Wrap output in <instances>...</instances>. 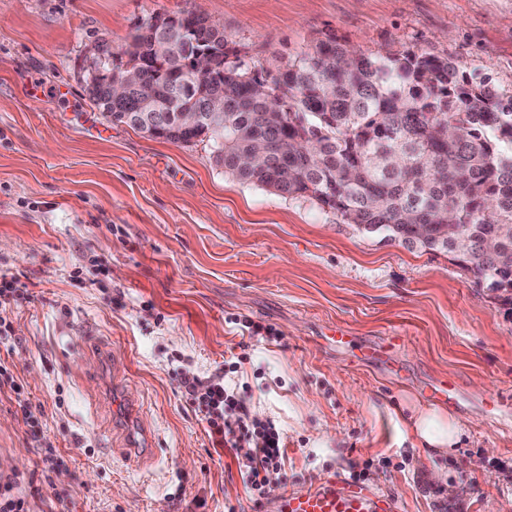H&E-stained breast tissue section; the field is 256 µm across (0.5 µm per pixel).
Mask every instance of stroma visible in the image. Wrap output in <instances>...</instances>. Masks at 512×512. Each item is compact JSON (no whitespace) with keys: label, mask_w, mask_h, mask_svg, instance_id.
Listing matches in <instances>:
<instances>
[{"label":"stroma","mask_w":512,"mask_h":512,"mask_svg":"<svg viewBox=\"0 0 512 512\" xmlns=\"http://www.w3.org/2000/svg\"><path fill=\"white\" fill-rule=\"evenodd\" d=\"M187 7L256 71L333 35L443 57L512 93V0H0V279L16 285L0 299V472L26 482L33 512H262L182 394L184 376L220 372L288 436L265 502L340 470L402 512H512V429L484 404L512 400V295L447 252L239 182L208 141L105 121L88 99L91 45L122 47ZM338 326L351 344L330 342ZM390 336L397 376L361 358ZM116 353L135 420L112 408ZM437 379L456 385L467 424L445 454L407 425ZM38 428L62 460L48 476Z\"/></svg>","instance_id":"stroma-1"}]
</instances>
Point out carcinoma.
I'll return each instance as SVG.
<instances>
[{
  "instance_id": "obj_1",
  "label": "carcinoma",
  "mask_w": 512,
  "mask_h": 512,
  "mask_svg": "<svg viewBox=\"0 0 512 512\" xmlns=\"http://www.w3.org/2000/svg\"><path fill=\"white\" fill-rule=\"evenodd\" d=\"M185 30L182 47L160 54V28ZM112 68L138 72L120 99L86 86L92 104L149 138L207 139L215 163L281 196H308L349 224L378 226L391 240L450 254L458 224L469 240L459 262L494 291L512 293V94L446 59L411 51L362 56L335 37L263 76L238 56L224 31L194 10L155 15L114 49ZM213 59L202 73L187 60ZM224 94V124L179 125ZM261 143V169L238 160ZM425 224L426 237L413 228Z\"/></svg>"
}]
</instances>
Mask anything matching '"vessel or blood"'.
Returning <instances> with one entry per match:
<instances>
[{"label":"vessel or blood","mask_w":512,"mask_h":512,"mask_svg":"<svg viewBox=\"0 0 512 512\" xmlns=\"http://www.w3.org/2000/svg\"><path fill=\"white\" fill-rule=\"evenodd\" d=\"M267 512H401V504L387 491L338 472L328 480L286 490Z\"/></svg>","instance_id":"vessel-or-blood-1"}]
</instances>
